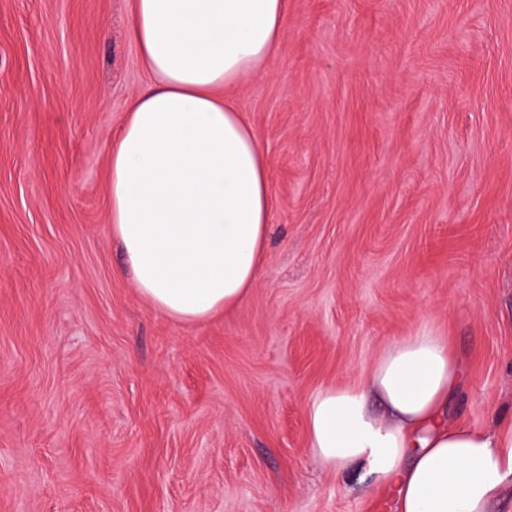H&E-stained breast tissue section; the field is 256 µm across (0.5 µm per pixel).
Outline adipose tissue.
<instances>
[{"mask_svg":"<svg viewBox=\"0 0 512 512\" xmlns=\"http://www.w3.org/2000/svg\"><path fill=\"white\" fill-rule=\"evenodd\" d=\"M288 0H131L128 35L154 85L109 148L112 235L157 311L197 322L245 301L273 196L266 152L225 92L276 54ZM462 381L451 341H391L357 383L319 391L307 444L331 471L371 478L395 512H498L512 486V416L449 422Z\"/></svg>","mask_w":512,"mask_h":512,"instance_id":"obj_1","label":"adipose tissue"}]
</instances>
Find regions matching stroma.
<instances>
[{"mask_svg": "<svg viewBox=\"0 0 512 512\" xmlns=\"http://www.w3.org/2000/svg\"><path fill=\"white\" fill-rule=\"evenodd\" d=\"M130 0H0V512H390L306 409L452 338L448 415H512V0H288L228 96L265 149L259 279L200 323L112 239L108 147L152 85Z\"/></svg>", "mask_w": 512, "mask_h": 512, "instance_id": "stroma-1", "label": "stroma"}]
</instances>
